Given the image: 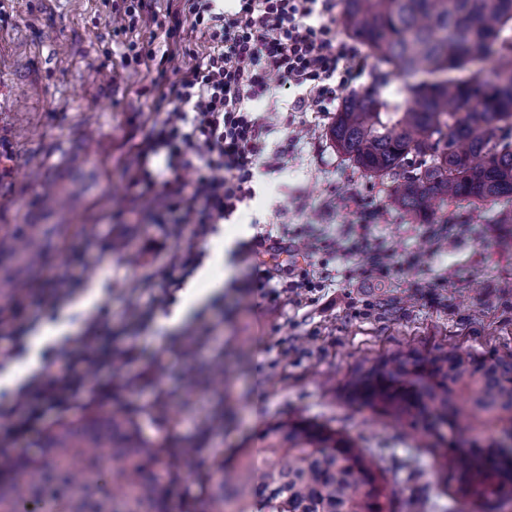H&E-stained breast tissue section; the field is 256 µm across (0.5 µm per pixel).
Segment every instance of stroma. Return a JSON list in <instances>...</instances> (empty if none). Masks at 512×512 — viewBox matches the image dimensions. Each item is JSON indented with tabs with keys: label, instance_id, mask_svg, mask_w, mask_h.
I'll return each mask as SVG.
<instances>
[{
	"label": "stroma",
	"instance_id": "35a3bbf8",
	"mask_svg": "<svg viewBox=\"0 0 512 512\" xmlns=\"http://www.w3.org/2000/svg\"><path fill=\"white\" fill-rule=\"evenodd\" d=\"M167 5L157 0L154 15L125 36L110 22L113 0H0V225L38 218L45 180L76 175L86 192L68 221L94 228L50 259L47 272L79 278L81 292L32 318L26 350L0 368V386H18L44 365L37 340L50 324L68 323L49 345L66 350L85 318L98 317L148 371L120 402L146 437L170 450L195 436L201 467L243 441L258 444L269 424L301 415L367 448L395 491L390 512H482L457 501L428 438H409L339 390L356 367L399 348L512 349V250L495 242L501 204L451 203L427 222L395 209L388 184L354 170L331 147L333 113L289 111L280 89L263 104L267 164L254 198L205 234L193 224L157 223L133 184L138 153L170 109L159 85L178 80L189 50L202 48L188 25L180 39L167 38ZM130 40L170 62L159 70L123 63ZM76 155L86 161L77 172L69 166ZM358 231L371 252H347ZM260 232L303 244L273 264L277 294L261 308L247 288L254 259L241 248ZM119 235L135 247L113 250ZM375 253L385 273L361 276ZM410 255L421 265L406 266ZM187 264L209 269L222 285L198 280L199 300L175 323L186 284L175 271ZM304 274L314 289L293 292ZM148 304L151 318L121 323L122 313ZM217 354L223 387L186 391L189 364Z\"/></svg>",
	"mask_w": 512,
	"mask_h": 512
}]
</instances>
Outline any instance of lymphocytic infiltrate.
I'll use <instances>...</instances> for the list:
<instances>
[{
    "label": "lymphocytic infiltrate",
    "mask_w": 512,
    "mask_h": 512,
    "mask_svg": "<svg viewBox=\"0 0 512 512\" xmlns=\"http://www.w3.org/2000/svg\"><path fill=\"white\" fill-rule=\"evenodd\" d=\"M235 13L216 11L214 0H178L168 14V37L183 24L204 37L182 77L160 90L172 108L156 124L139 154L135 182L156 204L158 218L176 216L181 224H221L255 196L252 183L267 148L269 126L261 104L272 78L284 80L294 112L329 111L339 93L363 73L354 66L355 45L337 40L332 26L336 0H237ZM163 157L166 177L147 163ZM196 173L185 181L182 170ZM294 241L258 235L245 249L255 258L253 288L272 297L273 273L263 257L293 251ZM131 350L116 352L112 330L87 320L77 345L50 368L29 377L16 394L0 402V454L10 453L48 411L80 403L104 408L118 396L112 382L100 383L82 398L88 370L111 371L115 361L131 364Z\"/></svg>",
    "instance_id": "obj_1"
}]
</instances>
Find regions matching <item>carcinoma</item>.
I'll list each match as a JSON object with an SVG mask.
<instances>
[{
    "instance_id": "carcinoma-1",
    "label": "carcinoma",
    "mask_w": 512,
    "mask_h": 512,
    "mask_svg": "<svg viewBox=\"0 0 512 512\" xmlns=\"http://www.w3.org/2000/svg\"><path fill=\"white\" fill-rule=\"evenodd\" d=\"M346 34L365 45L378 76L398 85L349 94L327 137L358 170L391 183V205L419 216L452 201L512 205V0H342ZM84 193L52 183L41 206ZM71 224L0 226V305L29 289ZM191 387L224 383V363L187 374ZM352 403L433 440L462 500L496 512L512 497V349H398L354 370ZM146 439L121 408L45 431L33 453L7 462L0 512H170L166 484L194 471ZM194 512H385L393 491L345 432L294 417L269 425L197 474Z\"/></svg>"
}]
</instances>
